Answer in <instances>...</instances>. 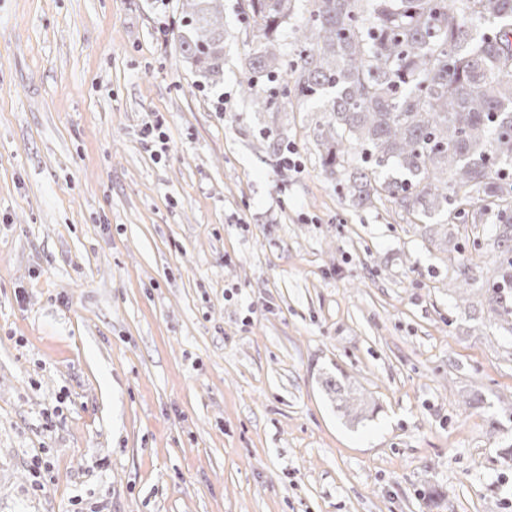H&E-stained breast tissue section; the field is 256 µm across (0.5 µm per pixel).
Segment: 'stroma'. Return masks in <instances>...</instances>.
<instances>
[{"label": "stroma", "mask_w": 512, "mask_h": 512, "mask_svg": "<svg viewBox=\"0 0 512 512\" xmlns=\"http://www.w3.org/2000/svg\"><path fill=\"white\" fill-rule=\"evenodd\" d=\"M243 7L203 90L178 0H0V512H512L494 255L353 207L320 104L253 111Z\"/></svg>", "instance_id": "obj_1"}]
</instances>
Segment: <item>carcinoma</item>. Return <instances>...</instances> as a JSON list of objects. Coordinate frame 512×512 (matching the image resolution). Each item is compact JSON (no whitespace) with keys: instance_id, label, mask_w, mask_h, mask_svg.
<instances>
[{"instance_id":"obj_1","label":"carcinoma","mask_w":512,"mask_h":512,"mask_svg":"<svg viewBox=\"0 0 512 512\" xmlns=\"http://www.w3.org/2000/svg\"><path fill=\"white\" fill-rule=\"evenodd\" d=\"M246 0L251 48L242 92L274 111L278 98L324 102L313 129L324 175L352 206L387 200L448 241L450 222L494 210L490 314L512 333V0ZM294 25L292 50L283 28ZM176 40L201 76L224 71V0H182ZM448 289L466 291L461 263ZM347 408L341 380L326 381Z\"/></svg>"}]
</instances>
